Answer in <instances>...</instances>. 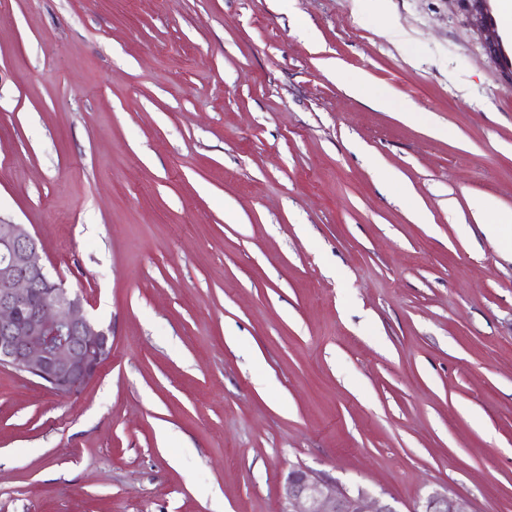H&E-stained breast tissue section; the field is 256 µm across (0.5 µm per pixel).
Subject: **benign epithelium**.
Wrapping results in <instances>:
<instances>
[{"label":"benign epithelium","instance_id":"obj_1","mask_svg":"<svg viewBox=\"0 0 512 512\" xmlns=\"http://www.w3.org/2000/svg\"><path fill=\"white\" fill-rule=\"evenodd\" d=\"M489 50L503 55L489 0H456ZM112 354V329L90 316L84 300L49 277L37 240L24 224L0 222V365L37 379L57 396L77 394ZM281 512H399L383 494L345 486L306 467L291 470ZM414 512H471L469 501L433 490Z\"/></svg>","mask_w":512,"mask_h":512}]
</instances>
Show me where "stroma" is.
<instances>
[{"mask_svg":"<svg viewBox=\"0 0 512 512\" xmlns=\"http://www.w3.org/2000/svg\"><path fill=\"white\" fill-rule=\"evenodd\" d=\"M386 5L0 0V219L112 328L73 396L0 367V512H280L298 466L512 512V79ZM345 84L349 90L361 97L368 99L371 104L380 110H398L399 113L406 118H415L419 112H407L410 110L409 106L402 102L396 101L390 94L383 90L371 89L365 79L360 75L347 76ZM487 237L498 240L508 232L512 236V211L493 213L488 221L481 222Z\"/></svg>","mask_w":512,"mask_h":512,"instance_id":"35a3bbf8","label":"stroma"}]
</instances>
